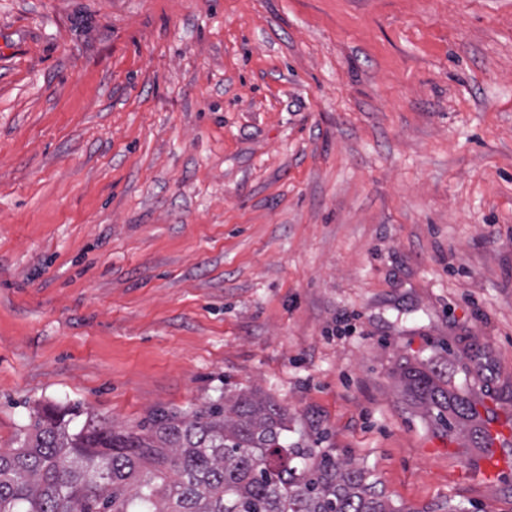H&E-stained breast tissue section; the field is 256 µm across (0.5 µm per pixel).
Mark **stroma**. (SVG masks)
Here are the masks:
<instances>
[{"label":"stroma","instance_id":"1","mask_svg":"<svg viewBox=\"0 0 512 512\" xmlns=\"http://www.w3.org/2000/svg\"><path fill=\"white\" fill-rule=\"evenodd\" d=\"M512 0H0V448L261 390L403 512H512ZM405 390L410 400L422 407L438 423L448 428L467 429L476 448L490 447V437L476 422L479 413L467 394L448 391L434 376L416 367H407L403 372ZM489 433L492 444L485 460V474L487 477H495L507 464L506 461L499 459L497 455L499 440L496 437L500 434L507 436L509 433L501 425L497 427L493 422H490Z\"/></svg>","mask_w":512,"mask_h":512}]
</instances>
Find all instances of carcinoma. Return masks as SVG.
Masks as SVG:
<instances>
[{
	"instance_id": "carcinoma-1",
	"label": "carcinoma",
	"mask_w": 512,
	"mask_h": 512,
	"mask_svg": "<svg viewBox=\"0 0 512 512\" xmlns=\"http://www.w3.org/2000/svg\"><path fill=\"white\" fill-rule=\"evenodd\" d=\"M410 400L477 447L490 437L466 394L416 367ZM47 411L17 448L0 449V512H403L364 469L288 448V413L257 390L191 413L159 411L136 430Z\"/></svg>"
}]
</instances>
